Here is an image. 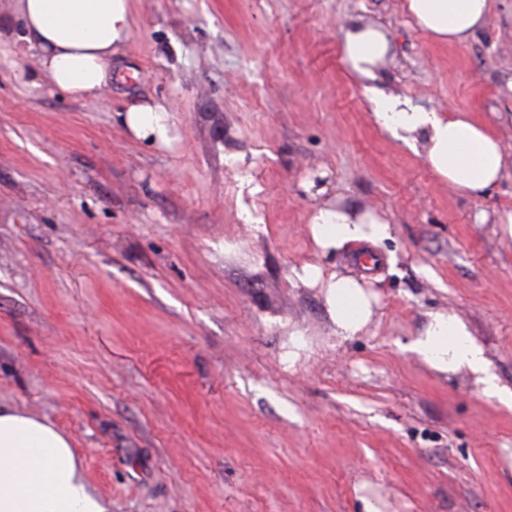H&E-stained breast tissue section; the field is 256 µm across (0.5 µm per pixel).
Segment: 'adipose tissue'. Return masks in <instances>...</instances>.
<instances>
[{
  "instance_id": "ef3b65f1",
  "label": "adipose tissue",
  "mask_w": 512,
  "mask_h": 512,
  "mask_svg": "<svg viewBox=\"0 0 512 512\" xmlns=\"http://www.w3.org/2000/svg\"><path fill=\"white\" fill-rule=\"evenodd\" d=\"M493 0H406L414 24L435 41L456 45L483 28ZM25 39L39 50L37 72L74 98L100 97L132 30L129 0H16ZM343 61L362 84L378 125L419 154L449 185L478 195L496 184L506 167L499 140L468 112L442 114L387 92L379 77L392 55L383 23L351 21L341 37ZM124 122L134 137L167 141V111L138 104ZM311 233L324 250L379 246L390 223L368 210L341 203L318 207ZM295 278L321 286L337 337L349 339L373 322L378 296L364 279L339 272L323 276L305 265ZM409 349L432 370L467 369L485 395L512 407V391L491 372L483 345L469 325L445 311L428 313ZM0 512H105L81 475L71 442L48 421L0 406Z\"/></svg>"
}]
</instances>
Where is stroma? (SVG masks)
<instances>
[{"label": "stroma", "mask_w": 512, "mask_h": 512, "mask_svg": "<svg viewBox=\"0 0 512 512\" xmlns=\"http://www.w3.org/2000/svg\"><path fill=\"white\" fill-rule=\"evenodd\" d=\"M103 95L33 87L0 0V405L70 440L106 512H512V408L407 349L467 321L512 390V163L460 196L378 126L341 32L384 23L387 90L471 111L512 160V0L434 43L403 0H129ZM157 102L173 139L123 122ZM392 227L369 274L321 250L304 187ZM485 223H478V214ZM380 298L339 340L303 265Z\"/></svg>", "instance_id": "1"}]
</instances>
